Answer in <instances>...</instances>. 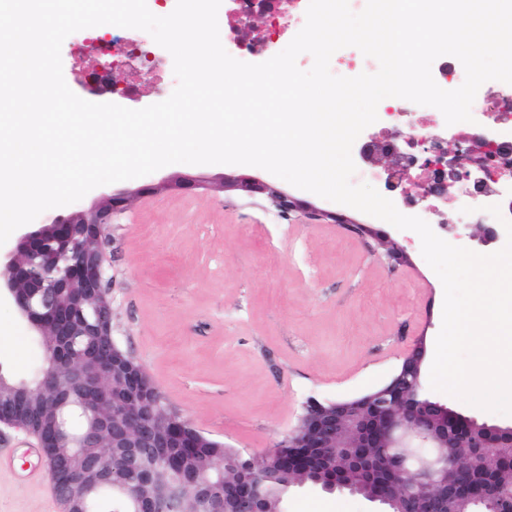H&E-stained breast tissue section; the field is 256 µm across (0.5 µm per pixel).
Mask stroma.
Here are the masks:
<instances>
[{
    "label": "stroma",
    "mask_w": 512,
    "mask_h": 512,
    "mask_svg": "<svg viewBox=\"0 0 512 512\" xmlns=\"http://www.w3.org/2000/svg\"><path fill=\"white\" fill-rule=\"evenodd\" d=\"M343 224L279 217L261 198L163 191L134 200L105 251L114 337L167 402L205 436L260 457L296 425L311 398L335 401L386 382L418 337L434 344L443 285L419 236L346 205L288 187ZM365 224L398 241L408 261L367 252ZM0 367L34 375L44 350L0 302ZM34 438H0V512H51ZM363 498L313 488L287 512H369Z\"/></svg>",
    "instance_id": "stroma-1"
}]
</instances>
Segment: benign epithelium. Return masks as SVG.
<instances>
[{
	"label": "benign epithelium",
	"instance_id": "benign-epithelium-1",
	"mask_svg": "<svg viewBox=\"0 0 512 512\" xmlns=\"http://www.w3.org/2000/svg\"><path fill=\"white\" fill-rule=\"evenodd\" d=\"M189 174L134 190L114 189L91 206H80L39 224H27L12 244L0 248V299L10 300L38 336H55L37 386L25 381L4 389L0 369V426L35 435L63 512H92L88 467L97 485L132 500L133 512H284L271 502V484L301 474L313 487L347 492L374 504L375 512H512V424L465 415L425 388L426 345L408 351L396 372L377 389L340 401L311 398L295 431L258 461L235 452L230 459L191 479L161 452L193 448L203 434L173 410L143 368L113 336L115 309L108 283V258L88 246V233L109 238L114 218L138 196L164 189L182 192L205 186ZM218 191L263 195L279 213L299 211L303 202L277 185L248 174L221 176ZM478 244L498 238V225L477 220ZM369 250L389 261L407 256L390 236L369 233ZM89 337L87 350L67 349L76 332ZM67 388L82 394L78 411L93 417L77 435L63 424L26 418L40 401ZM93 448L88 461L59 453Z\"/></svg>",
	"mask_w": 512,
	"mask_h": 512
}]
</instances>
